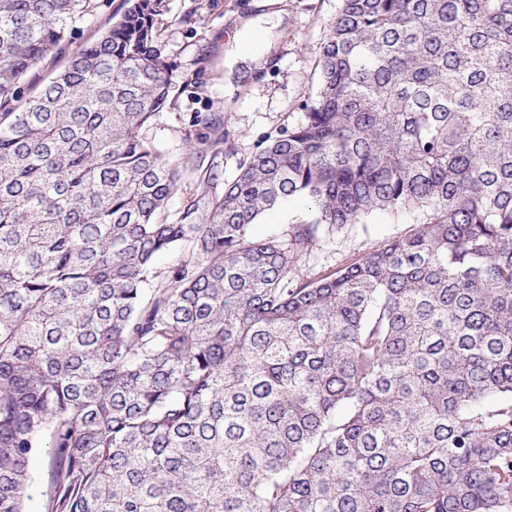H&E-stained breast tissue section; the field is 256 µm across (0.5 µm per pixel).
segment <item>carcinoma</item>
<instances>
[{"instance_id": "cac0c4a2", "label": "carcinoma", "mask_w": 512, "mask_h": 512, "mask_svg": "<svg viewBox=\"0 0 512 512\" xmlns=\"http://www.w3.org/2000/svg\"><path fill=\"white\" fill-rule=\"evenodd\" d=\"M94 2L0 0V512L41 448L47 512H512V0H338L230 177L216 112L143 134L163 0L26 94ZM375 212L419 223L302 277ZM313 211L309 202L301 198L290 199L288 202L266 212L255 224L253 231L257 236L265 237L280 232L287 224L310 221Z\"/></svg>"}]
</instances>
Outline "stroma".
Listing matches in <instances>:
<instances>
[{"label": "stroma", "mask_w": 512, "mask_h": 512, "mask_svg": "<svg viewBox=\"0 0 512 512\" xmlns=\"http://www.w3.org/2000/svg\"><path fill=\"white\" fill-rule=\"evenodd\" d=\"M160 46L176 64L181 91L160 120L145 129L168 158L182 152L181 135L192 112H220L241 131L240 152L257 134L298 122L301 105L318 86V48L338 0H164ZM126 7L125 0H97L93 13L76 25L61 54L48 55L28 74L30 84L60 69L66 55L107 32ZM304 199L288 200L254 225L256 235L310 221ZM412 213L381 214L327 236L310 262L325 274L353 262L382 241L415 227Z\"/></svg>", "instance_id": "1"}]
</instances>
